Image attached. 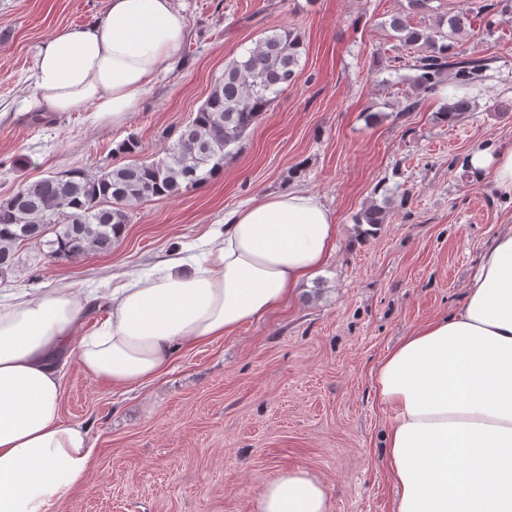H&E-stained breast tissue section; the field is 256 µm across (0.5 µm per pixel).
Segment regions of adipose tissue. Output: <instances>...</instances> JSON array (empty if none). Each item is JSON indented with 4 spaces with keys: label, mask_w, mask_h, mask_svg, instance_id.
Returning a JSON list of instances; mask_svg holds the SVG:
<instances>
[{
    "label": "adipose tissue",
    "mask_w": 512,
    "mask_h": 512,
    "mask_svg": "<svg viewBox=\"0 0 512 512\" xmlns=\"http://www.w3.org/2000/svg\"><path fill=\"white\" fill-rule=\"evenodd\" d=\"M186 32L173 0H108L104 20L65 28L40 49L35 106L120 123L167 69ZM465 166L512 195V149ZM334 213L288 188L224 217L204 263L174 257L108 296L53 289L0 306V512H49L95 461L89 431L60 415V359L115 388L165 375L178 348L223 339L279 311L336 249ZM108 315L78 330L100 309ZM389 412L393 512H512V225L482 256L462 304L401 337L373 371ZM256 512H330L323 481L281 470Z\"/></svg>",
    "instance_id": "obj_1"
}]
</instances>
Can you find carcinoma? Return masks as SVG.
<instances>
[{"label":"carcinoma","mask_w":512,"mask_h":512,"mask_svg":"<svg viewBox=\"0 0 512 512\" xmlns=\"http://www.w3.org/2000/svg\"><path fill=\"white\" fill-rule=\"evenodd\" d=\"M431 2L407 0V14L388 21L393 37L416 52L413 87L432 94L449 75L465 88L481 84L488 60L454 51L465 13L447 9L429 27L411 22L415 14L436 11ZM302 48L295 33L272 29L246 55L228 62L195 115L176 139L167 141L165 157H135L137 141L131 137L121 144L122 152L132 156L123 165L48 172L0 201V276L15 270L25 245L45 246L48 257L62 260L107 251L124 234L136 205L177 197L218 176L224 159L242 149L273 99L296 81ZM471 111L473 103L464 95L444 104L440 115L454 121ZM384 223L386 211L377 204L356 216L357 225H367L366 235Z\"/></svg>","instance_id":"carcinoma-1"}]
</instances>
